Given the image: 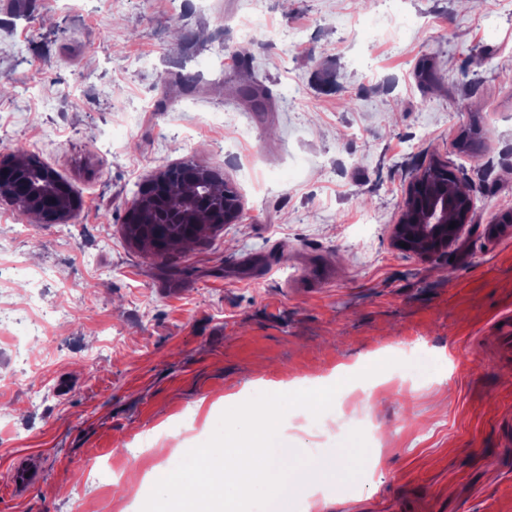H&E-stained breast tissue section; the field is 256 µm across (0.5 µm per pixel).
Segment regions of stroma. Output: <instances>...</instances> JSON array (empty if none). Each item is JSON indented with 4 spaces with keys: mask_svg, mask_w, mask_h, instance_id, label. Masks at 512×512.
Instances as JSON below:
<instances>
[{
    "mask_svg": "<svg viewBox=\"0 0 512 512\" xmlns=\"http://www.w3.org/2000/svg\"><path fill=\"white\" fill-rule=\"evenodd\" d=\"M505 70L499 0H0V155L34 148L84 202L43 224L0 201V261L44 271L0 285V481L43 460L0 512H140L146 469L204 443L225 393L329 386L410 344L425 364L388 369L385 406L358 379L325 418L285 416L312 458L362 426L383 446L345 498L316 492L319 512H512V362L493 326L512 311ZM250 81L262 111L236 95ZM435 158L481 203L424 259L393 233ZM187 159L238 187L241 217L162 259L126 240L125 213ZM30 298L57 310L47 344L29 342ZM14 337L49 357L41 373ZM40 463L35 457H20L11 468L10 479L0 487L1 496L7 492L12 495L23 494L37 480Z\"/></svg>",
    "mask_w": 512,
    "mask_h": 512,
    "instance_id": "35a3bbf8",
    "label": "stroma"
}]
</instances>
